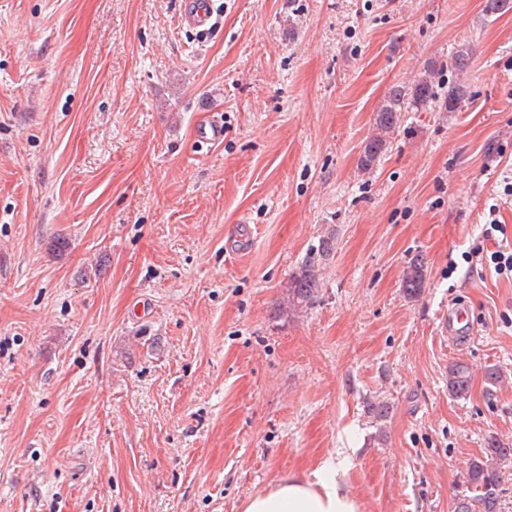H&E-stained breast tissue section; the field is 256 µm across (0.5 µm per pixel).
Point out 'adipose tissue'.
Wrapping results in <instances>:
<instances>
[{
  "label": "adipose tissue",
  "mask_w": 512,
  "mask_h": 512,
  "mask_svg": "<svg viewBox=\"0 0 512 512\" xmlns=\"http://www.w3.org/2000/svg\"><path fill=\"white\" fill-rule=\"evenodd\" d=\"M244 512H357V505L335 479L314 482L296 472L282 478L275 488L247 499Z\"/></svg>",
  "instance_id": "1"
}]
</instances>
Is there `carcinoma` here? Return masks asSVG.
<instances>
[{
    "label": "carcinoma",
    "instance_id": "cac0c4a2",
    "mask_svg": "<svg viewBox=\"0 0 512 512\" xmlns=\"http://www.w3.org/2000/svg\"><path fill=\"white\" fill-rule=\"evenodd\" d=\"M472 49L463 46L455 52L451 66L459 73L467 71ZM436 71L428 70L410 85L394 84L374 113V133L366 140L358 159V169L372 173L380 156L387 150L389 139L401 126L403 114L409 111L437 107L445 112H454L465 103L466 90L460 84L448 89L447 95L437 99L434 89ZM335 237L323 235L313 247L301 266L292 273L288 282V308L293 311L308 309L319 299L322 290L321 268L334 250ZM424 261L417 257L405 271L401 287L405 294L413 297L424 288ZM471 384L470 368L463 363L448 367V391L464 397ZM512 459V446L497 438L487 442L486 455L467 464L466 482L474 492L472 498L457 501L455 512H500L499 465Z\"/></svg>",
    "mask_w": 512,
    "mask_h": 512
}]
</instances>
